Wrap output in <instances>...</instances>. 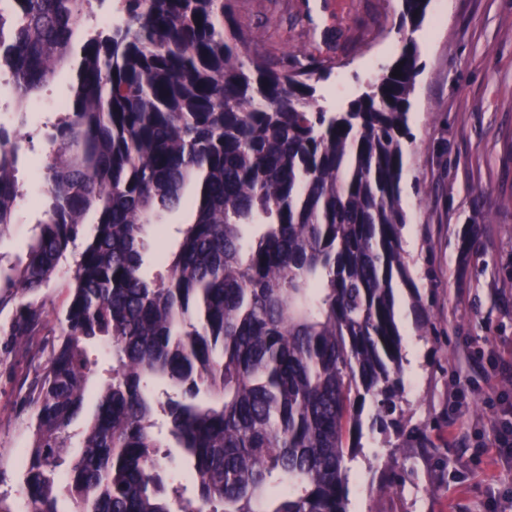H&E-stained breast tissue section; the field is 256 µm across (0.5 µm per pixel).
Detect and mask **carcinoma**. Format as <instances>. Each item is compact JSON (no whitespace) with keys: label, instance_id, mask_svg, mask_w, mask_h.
Here are the masks:
<instances>
[{"label":"carcinoma","instance_id":"carcinoma-1","mask_svg":"<svg viewBox=\"0 0 512 512\" xmlns=\"http://www.w3.org/2000/svg\"><path fill=\"white\" fill-rule=\"evenodd\" d=\"M121 2L120 22L91 30L88 0H0L20 123L57 74L73 76L45 136L43 219L26 261L0 275L12 343L44 326L38 296L73 256L23 403L26 512H63L62 495L71 512H348L366 406L371 429L401 428L395 283H411L401 182L417 45L394 62L400 76L329 112L322 72L244 66L250 39L224 0ZM428 3L402 0L401 29L415 32ZM22 156L0 125L3 229ZM187 204L177 250L147 279L143 235ZM91 339L110 347L112 374L68 460ZM159 411L192 498L158 461Z\"/></svg>","mask_w":512,"mask_h":512}]
</instances>
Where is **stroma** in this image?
I'll return each mask as SVG.
<instances>
[{"instance_id": "stroma-1", "label": "stroma", "mask_w": 512, "mask_h": 512, "mask_svg": "<svg viewBox=\"0 0 512 512\" xmlns=\"http://www.w3.org/2000/svg\"><path fill=\"white\" fill-rule=\"evenodd\" d=\"M235 24L281 69L328 74L319 103L346 106L385 74L404 46L401 0H229ZM420 70L410 95L402 247L418 288L397 289L405 388L404 436L365 433L351 464L350 512H489L512 496V469L496 463L494 404L512 402L495 360L512 357V0H430L415 32ZM60 74L19 126L31 144L17 166V220L0 232V269L26 260L41 213L51 105L69 96ZM431 318L422 329L411 307ZM51 342L39 330L0 350V495L21 512L28 438L20 413Z\"/></svg>"}]
</instances>
